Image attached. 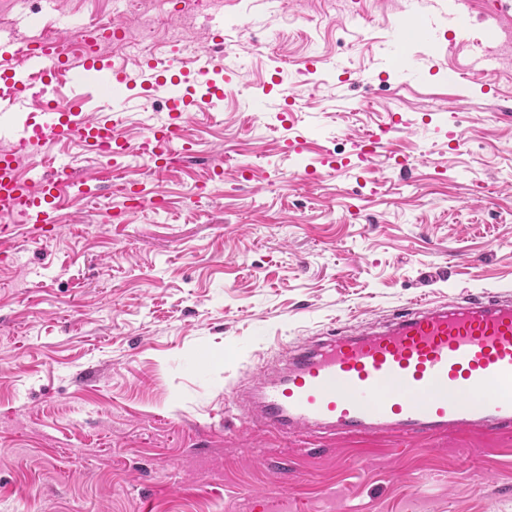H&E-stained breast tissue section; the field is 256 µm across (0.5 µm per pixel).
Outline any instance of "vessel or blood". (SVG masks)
Wrapping results in <instances>:
<instances>
[{
  "mask_svg": "<svg viewBox=\"0 0 512 512\" xmlns=\"http://www.w3.org/2000/svg\"><path fill=\"white\" fill-rule=\"evenodd\" d=\"M197 104L209 112L224 108V90L210 52L195 56ZM73 68L70 46L41 37L23 44L0 40V81L10 93L0 112H32L34 82L52 83ZM71 82L74 107L64 112L47 104L34 122L0 125V228L22 219L38 235L51 232L63 183L71 167L22 174L21 164L35 147L65 141L108 158L124 155L129 144L112 135L120 119L100 110L83 115L79 105L100 96L109 74L100 59L85 56ZM142 84L165 92L173 104L157 116L138 145L150 163L163 143L180 136L185 99L172 61L145 59L137 74ZM274 381L253 388L258 424L274 434L359 435L391 431L428 441L463 429L486 437L512 434V294L468 295L437 305L418 302L357 336L332 332L304 346L284 349Z\"/></svg>",
  "mask_w": 512,
  "mask_h": 512,
  "instance_id": "vessel-or-blood-1",
  "label": "vessel or blood"
}]
</instances>
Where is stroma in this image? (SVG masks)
Segmentation results:
<instances>
[{
	"mask_svg": "<svg viewBox=\"0 0 512 512\" xmlns=\"http://www.w3.org/2000/svg\"><path fill=\"white\" fill-rule=\"evenodd\" d=\"M59 2L28 27L0 9V37L113 18ZM221 2L171 15L188 39L162 51L193 71L216 14L233 41L223 112L186 118L191 162L124 159L129 208L95 157L51 145L76 185L54 230L0 233V512H512V435L309 447L256 426L250 397L283 348L512 289V0H459L454 46L432 0ZM162 105L130 99L117 138Z\"/></svg>",
	"mask_w": 512,
	"mask_h": 512,
	"instance_id": "obj_1",
	"label": "stroma"
}]
</instances>
